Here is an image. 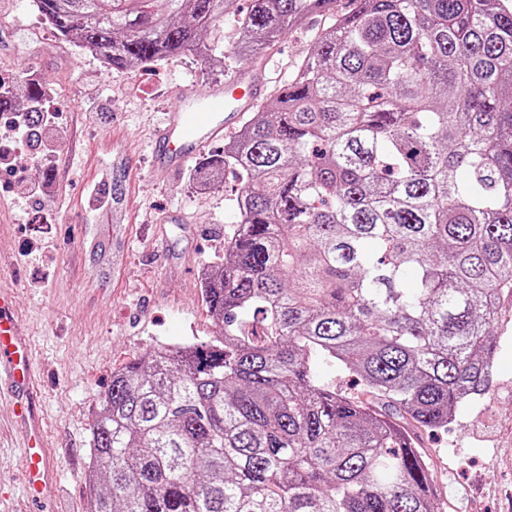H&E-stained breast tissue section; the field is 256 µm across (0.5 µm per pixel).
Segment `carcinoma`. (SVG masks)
Instances as JSON below:
<instances>
[{"label": "carcinoma", "instance_id": "1", "mask_svg": "<svg viewBox=\"0 0 512 512\" xmlns=\"http://www.w3.org/2000/svg\"><path fill=\"white\" fill-rule=\"evenodd\" d=\"M331 2L35 6L112 68L232 70ZM227 167L238 222L203 284L216 335L112 373L87 512H439L406 437L457 425L493 384L512 298V0H349L208 182Z\"/></svg>", "mask_w": 512, "mask_h": 512}]
</instances>
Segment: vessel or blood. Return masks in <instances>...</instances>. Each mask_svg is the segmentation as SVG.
Wrapping results in <instances>:
<instances>
[{
    "label": "vessel or blood",
    "instance_id": "1",
    "mask_svg": "<svg viewBox=\"0 0 512 512\" xmlns=\"http://www.w3.org/2000/svg\"><path fill=\"white\" fill-rule=\"evenodd\" d=\"M266 71L242 67L225 81L210 84L205 92L181 89L178 111L166 113L152 139L156 166L178 175L225 132L240 124L265 92ZM33 377V364L11 301L0 291V389H8L28 434L23 480L36 499L52 495L51 457L41 443V419L24 401Z\"/></svg>",
    "mask_w": 512,
    "mask_h": 512
}]
</instances>
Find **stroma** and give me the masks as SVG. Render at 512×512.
Listing matches in <instances>:
<instances>
[{
	"label": "stroma",
	"instance_id": "stroma-1",
	"mask_svg": "<svg viewBox=\"0 0 512 512\" xmlns=\"http://www.w3.org/2000/svg\"><path fill=\"white\" fill-rule=\"evenodd\" d=\"M0 24V81H35L55 119L45 144L18 141L0 170V288L10 289L34 360L32 400L53 458L59 494L32 504L23 487L26 439L0 404V512H86L85 473L97 407L123 367L160 342L214 335L201 270L224 253L237 212V173L200 187L193 169L171 177L151 157L153 127L177 108L171 90H204L223 73L195 57L108 67L99 52L62 38L25 0H9ZM331 14L311 16L271 47L270 90L288 80ZM119 202L93 200L113 177ZM51 184L50 195L36 194ZM181 211L199 235L161 248L155 231ZM105 251H98V243ZM495 355L493 390L460 404L457 427L415 435L438 478L442 512H512V303Z\"/></svg>",
	"mask_w": 512,
	"mask_h": 512
}]
</instances>
